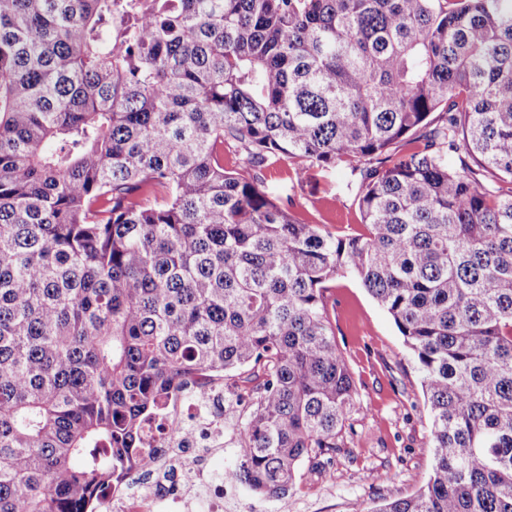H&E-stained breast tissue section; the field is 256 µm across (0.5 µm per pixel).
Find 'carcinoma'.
Instances as JSON below:
<instances>
[{"mask_svg": "<svg viewBox=\"0 0 512 512\" xmlns=\"http://www.w3.org/2000/svg\"><path fill=\"white\" fill-rule=\"evenodd\" d=\"M284 160L357 164L365 231L266 196ZM509 183L512 0H0V512H90L235 377L224 479L288 495L360 410L347 273L430 416L428 481L367 512H512Z\"/></svg>", "mask_w": 512, "mask_h": 512, "instance_id": "1", "label": "carcinoma"}]
</instances>
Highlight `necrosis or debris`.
<instances>
[{
	"instance_id": "1",
	"label": "necrosis or debris",
	"mask_w": 512,
	"mask_h": 512,
	"mask_svg": "<svg viewBox=\"0 0 512 512\" xmlns=\"http://www.w3.org/2000/svg\"><path fill=\"white\" fill-rule=\"evenodd\" d=\"M189 403L202 417L188 435H173L167 420H180L182 403ZM154 456L151 479L129 493L128 483L98 493L100 512H224V502L238 486L223 475L207 472L208 460L224 449V390L210 387L205 396L184 393L166 411L164 421H147L142 427Z\"/></svg>"
}]
</instances>
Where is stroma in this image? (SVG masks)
<instances>
[{"label": "stroma", "mask_w": 512, "mask_h": 512, "mask_svg": "<svg viewBox=\"0 0 512 512\" xmlns=\"http://www.w3.org/2000/svg\"><path fill=\"white\" fill-rule=\"evenodd\" d=\"M257 175L267 195L297 217L338 234L361 231L360 175L348 165L314 166L298 177L285 161ZM326 297L361 409L346 423L343 448L300 465L293 493L270 499L241 489L238 512H362L373 501L412 495L428 479L429 413L403 336L354 275L337 277Z\"/></svg>", "instance_id": "obj_1"}]
</instances>
